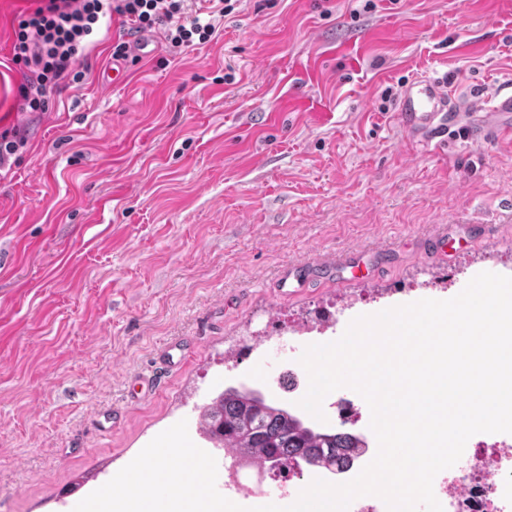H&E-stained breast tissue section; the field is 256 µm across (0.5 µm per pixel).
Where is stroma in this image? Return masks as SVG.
Segmentation results:
<instances>
[{
  "label": "stroma",
  "mask_w": 512,
  "mask_h": 512,
  "mask_svg": "<svg viewBox=\"0 0 512 512\" xmlns=\"http://www.w3.org/2000/svg\"><path fill=\"white\" fill-rule=\"evenodd\" d=\"M240 0L216 36L178 55L111 64V15L82 82L18 109L0 0V129L27 146L0 174V512H73L178 421L246 385L286 405L308 389L302 328L458 295L512 276V137L455 133L417 150L395 102L425 73L452 95L512 86V0ZM447 232L448 263H424ZM353 250L382 279H337ZM316 264L283 296L284 270ZM188 359L137 401L127 385L170 342ZM121 408L117 425L103 412Z\"/></svg>",
  "instance_id": "1"
}]
</instances>
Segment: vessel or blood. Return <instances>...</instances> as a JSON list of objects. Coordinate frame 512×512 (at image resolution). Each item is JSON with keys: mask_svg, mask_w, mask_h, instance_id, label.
I'll list each match as a JSON object with an SVG mask.
<instances>
[{"mask_svg": "<svg viewBox=\"0 0 512 512\" xmlns=\"http://www.w3.org/2000/svg\"><path fill=\"white\" fill-rule=\"evenodd\" d=\"M397 112L411 141L432 154L446 149L451 132L461 124L477 132L489 126L498 133L512 134V94L496 97L484 111L470 99L452 96L446 81L429 75L418 77L402 90Z\"/></svg>", "mask_w": 512, "mask_h": 512, "instance_id": "1", "label": "vessel or blood"}]
</instances>
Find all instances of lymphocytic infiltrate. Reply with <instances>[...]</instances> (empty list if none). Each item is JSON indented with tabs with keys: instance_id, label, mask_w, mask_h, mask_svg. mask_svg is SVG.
Instances as JSON below:
<instances>
[{
	"instance_id": "obj_1",
	"label": "lymphocytic infiltrate",
	"mask_w": 512,
	"mask_h": 512,
	"mask_svg": "<svg viewBox=\"0 0 512 512\" xmlns=\"http://www.w3.org/2000/svg\"><path fill=\"white\" fill-rule=\"evenodd\" d=\"M238 0H213L205 10L190 0H39L17 21L11 61L23 75L20 109L41 112L48 92L66 80H80L82 67L107 15L123 17L130 31L164 27L170 49L212 39Z\"/></svg>"
}]
</instances>
